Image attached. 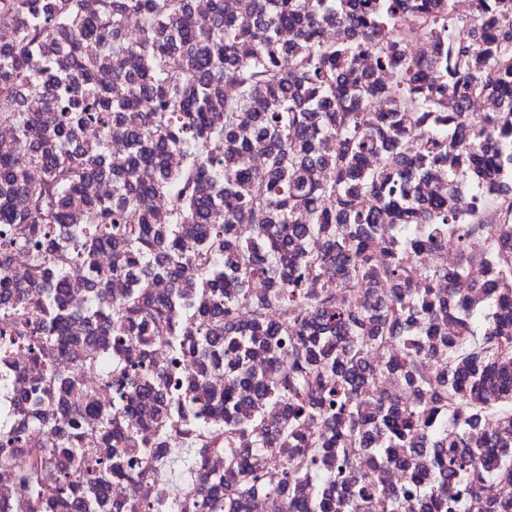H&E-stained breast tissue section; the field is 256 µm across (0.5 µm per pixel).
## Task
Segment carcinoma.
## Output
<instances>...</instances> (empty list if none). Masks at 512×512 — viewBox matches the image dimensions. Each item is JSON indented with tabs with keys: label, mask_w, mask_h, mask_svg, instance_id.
<instances>
[{
	"label": "carcinoma",
	"mask_w": 512,
	"mask_h": 512,
	"mask_svg": "<svg viewBox=\"0 0 512 512\" xmlns=\"http://www.w3.org/2000/svg\"><path fill=\"white\" fill-rule=\"evenodd\" d=\"M0 24L16 144L0 152V252H27L40 297L0 307V364L27 355L45 406L38 448L0 417L5 507L38 512L55 466L50 508L107 512L99 487L154 453L114 417L149 398L157 437L194 449L198 512H247L257 490L282 512H512V335L496 318L512 308V0H471L467 16L456 0H99L92 15L85 0H0ZM109 67L122 98L99 81ZM93 121L105 135L88 144ZM104 245L136 283L112 303ZM72 263L111 337L90 359L70 336ZM474 265L490 272L483 308L465 303ZM159 352L224 364V395L169 402ZM87 365L114 388L93 428L90 399L68 397ZM217 446L234 480L222 500L205 466ZM489 480L500 498L482 495Z\"/></svg>",
	"instance_id": "carcinoma-1"
}]
</instances>
